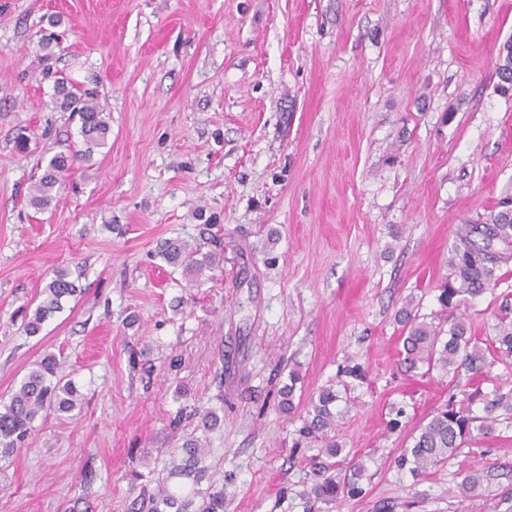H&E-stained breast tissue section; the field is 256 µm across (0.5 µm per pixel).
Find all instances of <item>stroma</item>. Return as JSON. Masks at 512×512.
<instances>
[{
  "mask_svg": "<svg viewBox=\"0 0 512 512\" xmlns=\"http://www.w3.org/2000/svg\"><path fill=\"white\" fill-rule=\"evenodd\" d=\"M511 38L512 0H0V404L49 354L81 394L0 455V512H127L195 433L224 512H308L301 421L277 406L292 371L299 406L346 387L336 437L365 466L321 512H488L459 495L473 467L512 491V428L419 479L396 465L453 392L404 371L396 314L411 297L445 323L459 226L512 195ZM58 75L98 91L111 132L37 210L40 164L83 147ZM175 238L222 263L187 276L159 255ZM59 270L79 293L27 336ZM508 293L470 301L473 335ZM204 408L224 420L203 433ZM494 73L504 91L512 89V39L506 41L499 49Z\"/></svg>",
  "mask_w": 512,
  "mask_h": 512,
  "instance_id": "1",
  "label": "stroma"
}]
</instances>
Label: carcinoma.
I'll return each mask as SVG.
<instances>
[{"label":"carcinoma","mask_w":512,"mask_h":512,"mask_svg":"<svg viewBox=\"0 0 512 512\" xmlns=\"http://www.w3.org/2000/svg\"><path fill=\"white\" fill-rule=\"evenodd\" d=\"M495 76L500 87L512 89V39L499 49ZM54 103L63 112L78 117L80 133L86 149L56 152L46 162L42 174L31 186L29 205L37 210L47 208L65 184L67 172L75 160H91L93 148L105 145L110 133V115L105 111L98 94L79 90L66 78L54 80ZM485 221L461 225L460 244L448 257V280L439 295L441 305L449 310L448 334L442 328L419 318L414 299L406 300L398 311L397 322L402 327L400 364L405 371L424 370L449 378L459 390L431 419L412 436L411 446L402 450L397 465L415 477L442 466L464 446L497 438L498 426H512V379L505 378L492 390L482 388L484 375L498 362L512 359V305L508 297L499 304L497 334L488 342L472 335L467 318L454 310L468 301L494 290L504 277L501 270L512 259V197L498 203ZM161 256L170 266L181 267L187 273L201 276L216 264V255L203 253L176 238L165 242ZM79 293V288L65 272L58 273L42 290L37 304L24 326L29 336L41 332L43 324L62 309V302ZM60 362L49 355L37 363L15 390L8 404L0 406V454L10 455L30 436L33 422L43 412L53 410L70 413L80 401L74 383L59 375ZM467 373L468 382L460 384ZM290 383L280 391L279 409L290 415L296 410L294 390L298 376L289 375ZM338 395L334 385L320 389L308 403L299 436L320 445L318 454L310 457L315 477L301 495L310 502L330 503L343 496L362 493L359 480L364 466L350 459L342 466L338 456L343 448L336 440V414L332 406ZM481 406L476 413L473 406ZM208 451L197 437L184 440L172 454L167 476L157 489L142 487L131 512L147 508V512H190L199 486L209 478L206 464ZM484 475L476 470L463 475L459 487L466 498L483 496ZM197 512H224V491L210 492L202 497Z\"/></svg>","instance_id":"carcinoma-1"}]
</instances>
